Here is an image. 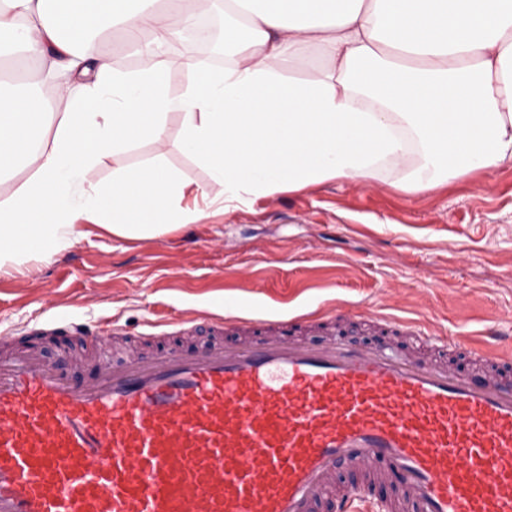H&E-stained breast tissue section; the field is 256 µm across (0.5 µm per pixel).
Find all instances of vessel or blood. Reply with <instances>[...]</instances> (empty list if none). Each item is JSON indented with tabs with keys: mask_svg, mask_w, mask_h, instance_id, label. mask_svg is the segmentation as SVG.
I'll return each instance as SVG.
<instances>
[{
	"mask_svg": "<svg viewBox=\"0 0 512 512\" xmlns=\"http://www.w3.org/2000/svg\"><path fill=\"white\" fill-rule=\"evenodd\" d=\"M359 324L196 313L115 361L113 323L54 322L80 345L54 359L0 336V512H357L387 487L381 512H512V337L436 348L390 319L364 346Z\"/></svg>",
	"mask_w": 512,
	"mask_h": 512,
	"instance_id": "1",
	"label": "vessel or blood"
}]
</instances>
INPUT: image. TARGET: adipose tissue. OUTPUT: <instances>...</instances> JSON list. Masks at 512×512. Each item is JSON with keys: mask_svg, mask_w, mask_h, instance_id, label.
Instances as JSON below:
<instances>
[{"mask_svg": "<svg viewBox=\"0 0 512 512\" xmlns=\"http://www.w3.org/2000/svg\"><path fill=\"white\" fill-rule=\"evenodd\" d=\"M197 0H0V39L44 64L65 108L42 129L44 101L0 88V175L30 177L0 201V272L31 251L79 242L85 222L160 239L193 215L186 183L159 153L87 173L106 156L150 141L161 150L170 115L181 149L237 203L323 182H368L392 173L408 193L512 162V0H224L223 72L186 61L190 81L171 92L168 59L146 53L133 73L99 50L121 31L178 37ZM315 53L304 79L286 64ZM82 86L70 94L71 82Z\"/></svg>", "mask_w": 512, "mask_h": 512, "instance_id": "ef3b65f1", "label": "adipose tissue"}]
</instances>
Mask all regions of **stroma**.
Returning <instances> with one entry per match:
<instances>
[{"label":"stroma","instance_id":"stroma-1","mask_svg":"<svg viewBox=\"0 0 512 512\" xmlns=\"http://www.w3.org/2000/svg\"><path fill=\"white\" fill-rule=\"evenodd\" d=\"M167 121L165 160L191 184L207 172ZM405 317L433 343L512 332V163L409 194L383 181H328L200 214L160 240L90 228L73 247L0 274V333L71 309L134 333L191 308L262 319L321 308Z\"/></svg>","mask_w":512,"mask_h":512}]
</instances>
